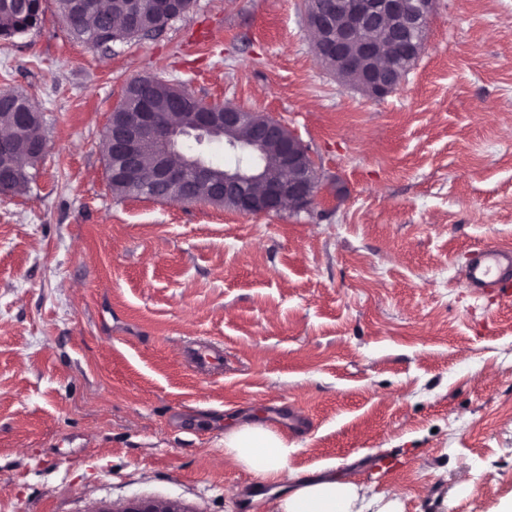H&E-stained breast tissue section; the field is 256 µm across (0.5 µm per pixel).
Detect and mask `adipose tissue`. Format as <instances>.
Listing matches in <instances>:
<instances>
[{
  "instance_id": "adipose-tissue-1",
  "label": "adipose tissue",
  "mask_w": 512,
  "mask_h": 512,
  "mask_svg": "<svg viewBox=\"0 0 512 512\" xmlns=\"http://www.w3.org/2000/svg\"><path fill=\"white\" fill-rule=\"evenodd\" d=\"M293 451V445L269 424L232 421L224 428L226 459L251 473L257 484L285 485L277 512H395L400 491H391L389 503L373 506L352 481L323 472L290 471L288 459Z\"/></svg>"
}]
</instances>
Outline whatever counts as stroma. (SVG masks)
<instances>
[{
	"instance_id": "obj_1",
	"label": "stroma",
	"mask_w": 512,
	"mask_h": 512,
	"mask_svg": "<svg viewBox=\"0 0 512 512\" xmlns=\"http://www.w3.org/2000/svg\"><path fill=\"white\" fill-rule=\"evenodd\" d=\"M42 10L0 40V91L48 143L0 195V512H275L224 457L229 419L273 424L296 473L401 490L400 512H512V302L462 279L474 248L512 245V0H437L381 99L320 62L302 0H195L108 49ZM158 72L293 129L309 210L113 195L103 131ZM198 341L222 372L194 371ZM0 97H3L4 104L0 106V123L3 125H17L18 118L15 112H23L21 116H27V112L32 111L31 103L28 97L21 92L16 91H1ZM96 512H193L178 499L133 498L123 502L101 504Z\"/></svg>"
}]
</instances>
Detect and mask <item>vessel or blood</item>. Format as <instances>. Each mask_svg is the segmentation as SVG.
Returning <instances> with one entry per match:
<instances>
[{
  "label": "vessel or blood",
  "mask_w": 512,
  "mask_h": 512,
  "mask_svg": "<svg viewBox=\"0 0 512 512\" xmlns=\"http://www.w3.org/2000/svg\"><path fill=\"white\" fill-rule=\"evenodd\" d=\"M464 280L475 292H492L505 300L512 298V247L485 245L473 250ZM192 361L200 374L207 375L221 367L224 353L203 342L193 348Z\"/></svg>",
  "instance_id": "vessel-or-blood-1"
}]
</instances>
